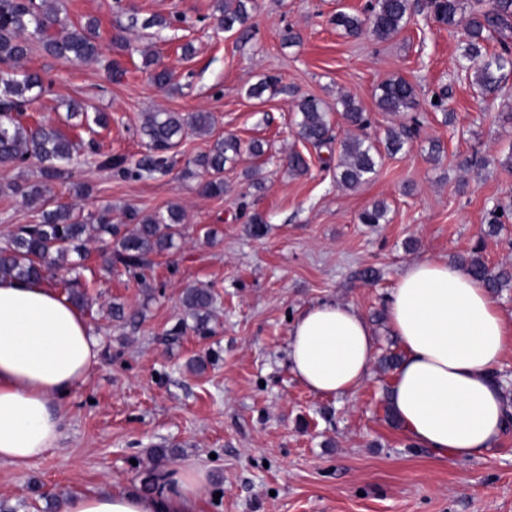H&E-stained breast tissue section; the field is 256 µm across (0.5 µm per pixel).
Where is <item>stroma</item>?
<instances>
[{
	"mask_svg": "<svg viewBox=\"0 0 512 512\" xmlns=\"http://www.w3.org/2000/svg\"><path fill=\"white\" fill-rule=\"evenodd\" d=\"M71 20L98 21L100 62L69 65L43 54L24 61L49 90L30 108L34 117L84 146L72 182L56 183V201L83 214L110 207L113 223L127 209L185 212L179 249L155 257L138 275L106 271L103 242L90 241L84 256L49 276L67 295L78 279L87 294L82 314L101 338L98 365L69 400V419L58 448L26 466L0 463V502L14 512H60L62 493H139L147 471L202 468L210 494L199 512H512V430L482 458L452 461L414 445L387 417L393 371L373 368L352 396L326 398L305 388L288 366L291 317L322 300L357 308L369 321L380 351L401 352L389 330L385 299L402 267L430 256L455 262L475 245L489 266L512 264V219L483 236L487 213L512 201V126L499 113L512 110V77L486 95L456 57L464 28L448 30L426 10L388 41L370 34L344 35L330 24L336 11L362 12L368 0H255L247 36L214 26L217 0H66ZM170 18L164 30L129 31L127 48L112 37L130 17ZM300 36L282 41L285 28ZM193 53L183 57L181 48ZM172 69V87L152 85L143 50ZM126 74L113 80L108 61ZM268 74L283 92L248 94ZM401 77L415 85L421 127L397 154L382 153L376 175L354 190L336 186L335 168L296 136L294 104L313 96L332 107L335 138L346 125L334 106L353 96L370 118L369 134L383 145L396 117L381 112L377 85ZM444 104L434 107V97ZM108 115L106 125L74 126L66 101ZM209 112L214 133H189L179 144L181 163L208 151L215 137L262 142L265 153L242 155L227 167L230 190L209 197L179 168L138 180L118 179L104 167L108 156L136 163L147 155L141 125L146 113ZM440 153H432L433 143ZM303 154L309 170L288 173L289 151ZM483 168L464 167L471 156ZM260 167L262 187L246 170ZM36 162L0 165V236L35 221L36 212L13 183L32 182ZM87 186L76 194L73 183ZM382 202L383 224H363L359 214ZM267 231L254 236L252 216ZM214 238H206V231ZM380 271L368 282L365 269ZM204 284L216 296L208 335L182 328L184 288ZM127 318L113 320L112 305ZM212 356L201 371L194 358ZM175 448L157 461L153 447Z\"/></svg>",
	"mask_w": 512,
	"mask_h": 512,
	"instance_id": "stroma-1",
	"label": "stroma"
}]
</instances>
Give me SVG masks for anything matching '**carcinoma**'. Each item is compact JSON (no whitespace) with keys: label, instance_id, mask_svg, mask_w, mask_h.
Instances as JSON below:
<instances>
[{"label":"carcinoma","instance_id":"obj_1","mask_svg":"<svg viewBox=\"0 0 512 512\" xmlns=\"http://www.w3.org/2000/svg\"><path fill=\"white\" fill-rule=\"evenodd\" d=\"M250 0H224L219 7L217 26L226 32L246 30L250 19ZM481 0H428L426 7L432 19L450 29L464 26L467 39L457 59L458 65L470 73L473 83L492 93L512 72V0H493L487 9L477 8ZM411 0H370L362 15L338 11L330 24L348 36L364 32L381 41L398 36L411 18ZM95 19L75 23L70 20L64 0H0V165L21 166L29 160L39 164V179L14 184L11 190L21 195L36 210L33 224H22L11 231L0 247V277L40 279L52 268L68 261L75 253L84 257L85 241L97 237L106 240L105 263L121 266L130 274L150 265L152 258L169 253L175 239L181 236L184 211L178 204L164 214H144L136 209L125 213L124 223L114 224L111 212L103 208L83 216L73 208L52 204V186L72 177V163L78 143L49 123L29 125L26 107L35 99L33 90L43 91L41 76L19 68L30 53L39 50L69 64L95 62L102 55ZM498 48L489 49L490 42ZM144 67L152 83L160 88L172 84L173 72L157 63L154 56L144 57ZM279 78L266 76L249 89V95L260 98L264 92L278 91ZM380 111L403 122L388 129L387 151L396 154L416 135L420 120L415 113L419 100L415 87L402 77L381 82L375 93ZM341 115L354 133L339 142L336 160V184L354 190L377 172L378 149L364 130L369 116L350 95L340 99ZM297 136L320 149L330 147V110L314 97H303L296 104ZM199 135L213 132L212 117L207 112H150L141 127L150 154L138 164L113 156L106 164L124 179L137 180L146 173L165 172L175 162L169 150L178 147L186 130ZM242 153L238 138H218L209 151L187 161L183 176L202 172L206 179L201 190L211 197L226 191L224 168L237 162ZM288 170L294 176L308 171L306 158L298 151L288 153ZM512 217V207L498 205L489 213L487 234L496 233L503 219ZM386 218V208L375 204L364 210L362 224H379ZM459 263L468 273L481 280L493 293L512 283V268L489 266L474 247ZM185 319L192 329L205 336L215 307V294L209 288L189 286L182 293Z\"/></svg>","mask_w":512,"mask_h":512}]
</instances>
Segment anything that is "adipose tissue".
I'll return each instance as SVG.
<instances>
[{
    "mask_svg": "<svg viewBox=\"0 0 512 512\" xmlns=\"http://www.w3.org/2000/svg\"><path fill=\"white\" fill-rule=\"evenodd\" d=\"M402 347L390 406L412 441L437 456L482 457L502 437L512 404L495 375L512 323L482 283L439 259L405 265L386 301ZM378 342L366 318L333 300L305 309L290 329L293 375L324 397L354 395ZM100 339L48 281L0 279V462L23 466L58 446L67 401L99 362ZM206 470L178 471L152 494L71 493L62 512H198Z\"/></svg>",
    "mask_w": 512,
    "mask_h": 512,
    "instance_id": "adipose-tissue-1",
    "label": "adipose tissue"
}]
</instances>
